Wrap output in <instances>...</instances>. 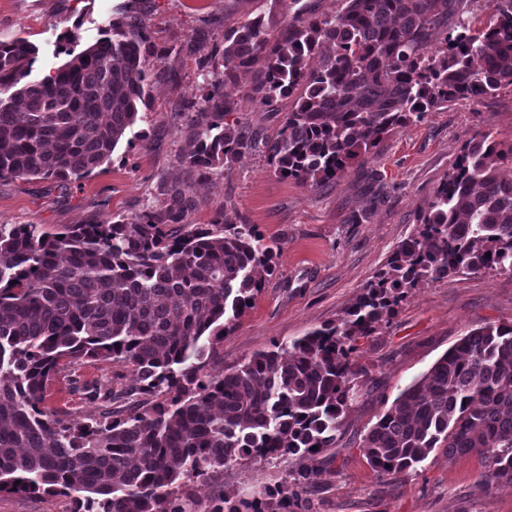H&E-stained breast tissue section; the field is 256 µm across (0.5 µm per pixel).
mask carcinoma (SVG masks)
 <instances>
[{"mask_svg": "<svg viewBox=\"0 0 512 512\" xmlns=\"http://www.w3.org/2000/svg\"><path fill=\"white\" fill-rule=\"evenodd\" d=\"M327 18H296L272 36L261 17L224 31L223 70L191 101V150L203 180L255 146L224 84L262 61L251 98L295 96L266 143L274 172L306 186L366 161L383 139L455 100L512 86V0H489L482 30L468 0H344ZM53 72L29 79L36 46L0 41V179L69 187L108 160L164 77L140 17ZM319 57L313 67L310 60ZM512 156L492 135L464 148L387 269L336 321L242 365L213 367L215 345L273 272L272 247L222 214L179 236L189 184L169 205L113 224H0V491L74 495V512H182L179 490L244 459L313 457L336 442L353 396L354 342L411 289L482 269L512 271ZM131 368L144 395L119 420L43 407L63 360ZM383 475L435 448L476 453L482 481L512 484V324L474 330L404 389L363 440ZM317 470L265 495L295 512ZM262 512L225 496L207 512Z\"/></svg>", "mask_w": 512, "mask_h": 512, "instance_id": "1", "label": "carcinoma"}]
</instances>
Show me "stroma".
I'll return each mask as SVG.
<instances>
[{"instance_id":"35a3bbf8","label":"stroma","mask_w":512,"mask_h":512,"mask_svg":"<svg viewBox=\"0 0 512 512\" xmlns=\"http://www.w3.org/2000/svg\"><path fill=\"white\" fill-rule=\"evenodd\" d=\"M342 0H0V41L23 38L38 54L32 79L111 35V25L142 16L162 55L154 68L163 80L150 88L146 106L112 156L64 188L44 179H0V224H111L145 209L165 207L162 185L188 183L193 204L173 234L214 223L220 213L256 225L276 246L275 270L266 276L251 307L218 342L219 367L232 368L336 321L384 269L394 249L412 235L420 211L452 172L464 147L481 134L512 145V88L478 101L457 100L394 130L377 155L350 164L316 187L275 174L263 149H253L207 180L181 165L188 148L186 100L200 97L214 67L198 68L189 46L203 52L223 47L225 29L264 15L274 31L299 16L338 13ZM251 75L226 86L233 117L266 137L281 127L293 101L252 102ZM512 324V273L493 269L459 274L412 289L372 335L359 338L354 354V395L335 445L310 461L248 460L214 474L205 486L182 492L186 512H204L222 496L253 498L284 487L303 465L317 469L306 498L310 512H512V484L490 488L480 481V456L448 459L434 450L406 474L373 470L363 438L398 394L427 372L469 331ZM132 385L128 367L108 360L63 364L44 401L47 410L81 419L99 413L88 392L111 391L120 414ZM65 494L0 492V512H73Z\"/></svg>"}]
</instances>
